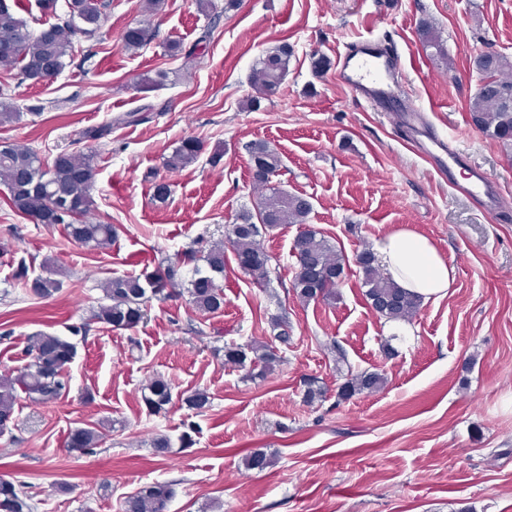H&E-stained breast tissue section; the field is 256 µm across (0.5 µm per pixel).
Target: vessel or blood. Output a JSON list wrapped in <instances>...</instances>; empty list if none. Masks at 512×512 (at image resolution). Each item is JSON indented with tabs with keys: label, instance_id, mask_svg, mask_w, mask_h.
Instances as JSON below:
<instances>
[{
	"label": "vessel or blood",
	"instance_id": "b4317fda",
	"mask_svg": "<svg viewBox=\"0 0 512 512\" xmlns=\"http://www.w3.org/2000/svg\"><path fill=\"white\" fill-rule=\"evenodd\" d=\"M401 67V59L390 49L379 46L371 38L358 40L341 57L337 74L351 89L362 94L372 106L381 105L383 100L396 95L395 78ZM401 118L412 136L421 143V151L429 156L440 173L450 172L460 157L458 149L450 148L447 142L433 140L425 144L426 131L418 112L405 110ZM491 181L480 169H473L468 181L449 180V190L457 195L485 197L490 208H497L499 195L490 191Z\"/></svg>",
	"mask_w": 512,
	"mask_h": 512
}]
</instances>
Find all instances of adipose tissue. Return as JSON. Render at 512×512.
I'll return each mask as SVG.
<instances>
[{"mask_svg": "<svg viewBox=\"0 0 512 512\" xmlns=\"http://www.w3.org/2000/svg\"><path fill=\"white\" fill-rule=\"evenodd\" d=\"M373 252L384 274L422 302L444 296L454 268L430 241L408 229H398L377 239Z\"/></svg>", "mask_w": 512, "mask_h": 512, "instance_id": "1", "label": "adipose tissue"}]
</instances>
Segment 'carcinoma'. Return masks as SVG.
<instances>
[{
	"mask_svg": "<svg viewBox=\"0 0 512 512\" xmlns=\"http://www.w3.org/2000/svg\"><path fill=\"white\" fill-rule=\"evenodd\" d=\"M67 17L34 32L19 17L6 0H0V29L9 30V43L0 40V64L20 65L22 79L34 84L44 82L49 74L59 75L66 67V59L73 56V39L77 33L94 34L104 20L107 0H66ZM422 46L431 50V56L444 62L448 52L435 22L430 18L419 20L416 30ZM155 37V30L137 25L123 32L121 47L137 51L146 47ZM294 55L286 41L267 48L256 62L251 75L254 94L247 97L245 108L257 110L261 101L274 95L283 83L288 65ZM472 70L485 81V87L476 89L469 99L468 111L472 125L496 140L512 153V57L499 51L487 57L478 54L471 60ZM163 107L147 104L133 112L117 115L111 123L86 130L74 141L78 148L71 151L67 168L54 166V161L41 158L31 147L15 144L0 145V182L8 189L7 204L17 214L31 217L40 224H61L67 236L76 244L90 250L105 249L117 237L114 225L89 218L93 205L91 191L96 182L97 168L80 144L98 141L112 132V126L138 125L149 119V113ZM13 103L0 99V126L21 120ZM202 152L201 143L188 137L169 157L166 167L179 170L195 162ZM249 165L257 166L274 176L282 166L277 150L267 143L258 149L248 146ZM262 190L255 211L242 210L231 224L225 225L224 239L211 242L202 237L193 245L172 257L164 258L157 268L142 274L115 276L106 279L101 288L107 303L99 305L79 325L73 334L89 335L93 325L102 324L111 330H129L143 321L151 299L165 300L170 290L183 284L185 265L191 264L188 281L189 303L200 314H217L224 310V268L227 254L234 260L247 261L243 273L259 286L270 284L272 256L261 244L262 234L252 230L260 223L270 234L288 224L299 226L294 239L293 295L307 304L330 300L336 296V286L347 276V261L322 232L308 224L312 204L303 195L275 188L268 182L255 183ZM205 262L206 268L197 266ZM356 263L362 272L361 287L370 308L388 322H409L421 306L420 298L399 288L384 275L373 252L365 248L357 255ZM327 270L329 278L317 277L315 268ZM42 273L32 277L26 261L18 263L15 279L26 292L37 300L57 293L62 282L55 279L56 261L45 258L40 264ZM273 341L270 343L224 344V365L246 369L253 378H265L285 361L284 353L293 342L292 328L287 315L270 319ZM77 355V346L55 333L40 331L27 338L23 349L25 364L0 374V437L14 439L15 405L20 395L37 404L54 402L67 391L66 372ZM336 397L345 401L356 395L378 392L386 379L378 372L347 369L341 374ZM302 401L313 406L326 399L327 388L316 377L303 380ZM142 402L148 413L156 415L167 410L173 402L170 380L158 375L142 388ZM186 406L198 413L210 407V394L195 389L182 397ZM116 431V421L104 417L97 422L76 427L70 431L67 447L92 453ZM248 469L264 470L271 458L261 449L248 451L243 457ZM177 494L174 482H153L126 496L120 512H168ZM0 512H32L26 484L0 477Z\"/></svg>",
	"mask_w": 512,
	"mask_h": 512,
	"instance_id": "carcinoma-1",
	"label": "carcinoma"
}]
</instances>
